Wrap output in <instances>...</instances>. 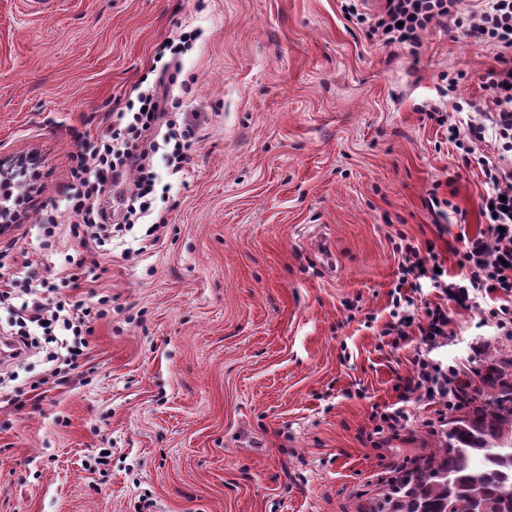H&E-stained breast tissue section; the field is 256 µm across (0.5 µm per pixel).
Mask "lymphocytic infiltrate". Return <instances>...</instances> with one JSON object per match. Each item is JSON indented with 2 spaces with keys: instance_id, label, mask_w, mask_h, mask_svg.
Returning <instances> with one entry per match:
<instances>
[{
  "instance_id": "obj_1",
  "label": "lymphocytic infiltrate",
  "mask_w": 512,
  "mask_h": 512,
  "mask_svg": "<svg viewBox=\"0 0 512 512\" xmlns=\"http://www.w3.org/2000/svg\"><path fill=\"white\" fill-rule=\"evenodd\" d=\"M343 11L367 27L386 48H418L423 32L431 26L451 24L473 39L505 51L512 49V0H478L476 8L467 13L460 11L459 0H382L374 14L361 12L358 0H344ZM489 79L491 106H472L473 111L481 112L482 121L463 130L448 125L443 112L428 114L437 124L447 125L448 139L459 149L460 160L477 163L484 177L486 193L481 210L488 230L472 237L460 234L461 246L453 251L464 272L463 281L449 280L445 260L435 250L420 247L402 233L391 241L398 265L390 292V319L381 334L396 343L417 337L411 370L399 386L404 396L423 398L448 410L464 399L459 387L462 369L436 361L432 353L448 340L449 305L470 307L471 292L482 289L499 296L501 304L493 313L497 324L512 322V172L476 151L479 143L491 137L502 152L512 153V65L490 69ZM198 127V113L177 115L167 93L151 87L138 91L123 108L112 111L104 131L80 136L70 155L68 208L72 219L64 227L54 212L42 215L38 224L42 250H53L64 229L80 245L101 248L147 218L151 225L139 248L140 253H147L169 224L165 214L152 208L159 175L151 159L160 148H167L173 170L182 171ZM120 185L126 188L124 214L115 223L102 207L101 198ZM426 282L434 288L437 300L419 312L414 295ZM56 291V286L40 278L26 261L16 274L0 280V308L10 309L15 319L16 330L9 343L11 358L56 342L60 331L82 336L89 332L92 319L112 313L109 296H101L90 306L81 300L57 297Z\"/></svg>"
}]
</instances>
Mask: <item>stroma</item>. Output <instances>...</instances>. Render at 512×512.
Wrapping results in <instances>:
<instances>
[{
  "mask_svg": "<svg viewBox=\"0 0 512 512\" xmlns=\"http://www.w3.org/2000/svg\"><path fill=\"white\" fill-rule=\"evenodd\" d=\"M341 5L0 0V161L17 175L0 208L18 214L0 261L27 256L57 281L83 257L102 273L71 296L112 298L67 383H45L41 349L0 365L18 391L0 403V512H364L392 460L433 449L425 401L397 438H368L415 349L380 334L389 238L433 244L461 276L452 250L486 228L483 176L426 113L473 120L463 104L489 100L498 49L439 25L419 53L384 48ZM186 27L201 36L172 94L205 123L183 172L153 157L160 242L133 254L137 226L106 255L66 234L40 250L41 213L67 207L78 135L154 80L157 46ZM434 192L450 207L430 210ZM497 304L477 292L451 308L434 353L475 388L488 358L512 355L487 318Z\"/></svg>",
  "mask_w": 512,
  "mask_h": 512,
  "instance_id": "stroma-1",
  "label": "stroma"
}]
</instances>
